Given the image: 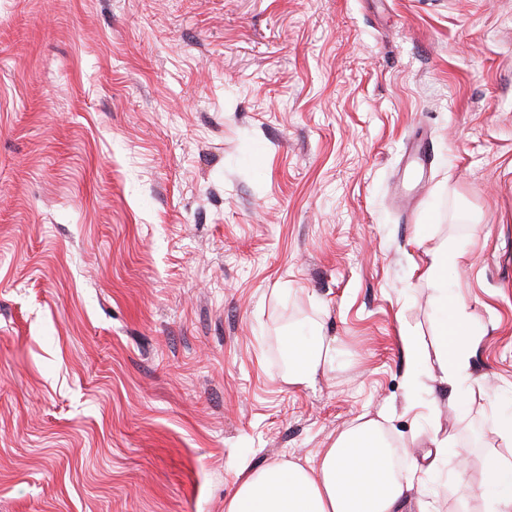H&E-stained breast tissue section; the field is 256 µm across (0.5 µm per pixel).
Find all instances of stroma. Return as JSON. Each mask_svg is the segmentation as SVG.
Returning a JSON list of instances; mask_svg holds the SVG:
<instances>
[{
    "label": "stroma",
    "mask_w": 512,
    "mask_h": 512,
    "mask_svg": "<svg viewBox=\"0 0 512 512\" xmlns=\"http://www.w3.org/2000/svg\"><path fill=\"white\" fill-rule=\"evenodd\" d=\"M444 243L455 395L428 364ZM314 329L338 363L288 385ZM382 410L418 464L403 512H483L512 413V0H0V512H224ZM427 255L430 260L424 274L435 292L441 320V335L446 336L448 334V282L446 272L448 265L458 264L462 260L464 252L451 245L443 244L427 251ZM449 326L455 336L448 348V340H442L435 351V369L442 385L458 389L469 378L470 347L464 336L469 335L471 312L465 303L451 301ZM401 344L406 358V383L412 389L419 378L418 362L421 358V351L416 343L415 336L409 331H403Z\"/></svg>",
    "instance_id": "stroma-1"
}]
</instances>
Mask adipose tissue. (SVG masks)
<instances>
[{
	"label": "adipose tissue",
	"mask_w": 512,
	"mask_h": 512,
	"mask_svg": "<svg viewBox=\"0 0 512 512\" xmlns=\"http://www.w3.org/2000/svg\"><path fill=\"white\" fill-rule=\"evenodd\" d=\"M428 255L425 277L454 336L435 351L438 379L456 389L470 378L466 337L471 313L465 303L449 301L446 272L463 252L443 244ZM335 362L336 350L324 339H294L282 378L288 385L308 387ZM395 451L382 419L359 420L341 430L315 462L275 461L248 473L225 501L224 512H401L417 468L396 466ZM485 458L490 490L484 512H512V457L492 447Z\"/></svg>",
	"instance_id": "obj_1"
}]
</instances>
